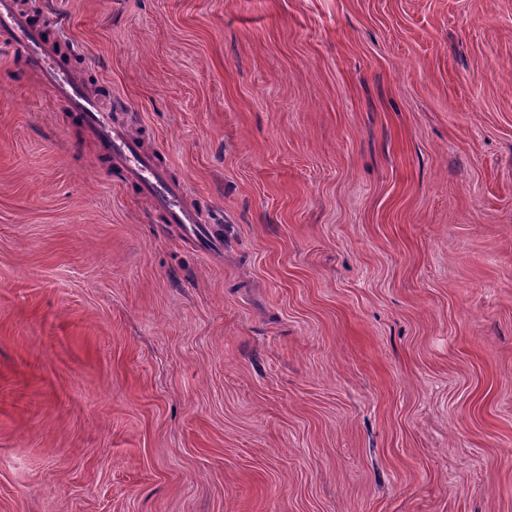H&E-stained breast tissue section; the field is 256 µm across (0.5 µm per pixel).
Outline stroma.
<instances>
[{
	"instance_id": "1",
	"label": "stroma",
	"mask_w": 512,
	"mask_h": 512,
	"mask_svg": "<svg viewBox=\"0 0 512 512\" xmlns=\"http://www.w3.org/2000/svg\"><path fill=\"white\" fill-rule=\"evenodd\" d=\"M221 230L0 48V512H512V0H22Z\"/></svg>"
}]
</instances>
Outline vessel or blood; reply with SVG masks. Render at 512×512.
Returning <instances> with one entry per match:
<instances>
[{
	"instance_id": "vessel-or-blood-1",
	"label": "vessel or blood",
	"mask_w": 512,
	"mask_h": 512,
	"mask_svg": "<svg viewBox=\"0 0 512 512\" xmlns=\"http://www.w3.org/2000/svg\"><path fill=\"white\" fill-rule=\"evenodd\" d=\"M0 45L20 53L55 100L66 111L81 115L87 139L111 158L125 181L138 186L151 211L182 229L200 251L223 248L222 238L187 204L181 182L171 178L167 166L126 125L113 122L111 113L100 108L95 92L62 61L59 44L19 9L16 0H0Z\"/></svg>"
}]
</instances>
